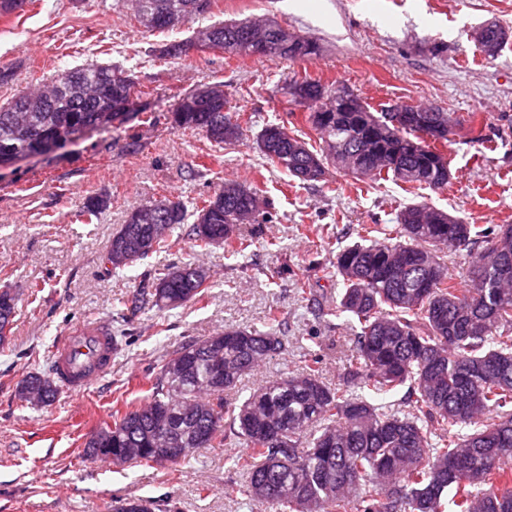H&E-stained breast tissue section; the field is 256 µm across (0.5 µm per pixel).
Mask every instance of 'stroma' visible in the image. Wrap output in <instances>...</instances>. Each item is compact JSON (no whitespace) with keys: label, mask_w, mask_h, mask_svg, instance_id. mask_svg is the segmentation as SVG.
Masks as SVG:
<instances>
[{"label":"stroma","mask_w":512,"mask_h":512,"mask_svg":"<svg viewBox=\"0 0 512 512\" xmlns=\"http://www.w3.org/2000/svg\"><path fill=\"white\" fill-rule=\"evenodd\" d=\"M244 18L274 20L316 40L320 52L305 61L228 51L162 58L165 36L143 32L124 0H27L0 16V68L14 72L0 85V104L61 68L98 61L132 72L154 118L0 167V289L19 298L0 346V512H112L130 496L153 499L161 512H269L247 499L233 466L243 441L199 450L175 467H120L84 448L116 404H142L147 377L173 351L232 325L266 330L273 310L288 349L246 376L240 396L314 358L326 382L341 383L353 342L329 313L336 254L366 227L396 224L415 197L336 169L303 185L264 158L256 139L269 122L320 143L305 111L282 94L294 76L348 87L372 104L450 113L454 126L441 150L452 178L418 198L470 224H512V42L488 58L472 38L488 21L512 30V0H213L210 21ZM214 82L224 83L242 127L238 143L220 148L168 120L180 94ZM227 180L258 187L273 204L270 223L238 225L251 242L243 255L196 247L183 224L169 232L168 251L105 270L101 256L133 209L166 196L195 204ZM97 196L107 207L97 223H84L83 205ZM184 262L209 270L202 300L131 309L144 272ZM84 320L110 325L118 341L111 371L49 404L19 399L20 378L47 371L55 337Z\"/></svg>","instance_id":"35a3bbf8"}]
</instances>
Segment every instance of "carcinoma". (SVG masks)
<instances>
[{
  "label": "carcinoma",
  "instance_id": "obj_1",
  "mask_svg": "<svg viewBox=\"0 0 512 512\" xmlns=\"http://www.w3.org/2000/svg\"><path fill=\"white\" fill-rule=\"evenodd\" d=\"M145 31L165 34L180 27L148 25L144 16L180 15L189 23L211 12L212 0H131ZM193 34L232 37L225 23L200 26ZM132 74L110 63L90 62L62 70L41 88L0 105V165L47 153L60 142H75L95 122L100 128L125 123L139 111ZM321 96L327 111L307 121L322 140L318 149L267 123L257 137L264 157L303 183L326 181L329 168L359 180L391 181L405 190L442 189L451 178L448 157L436 143L448 140L450 119L434 112L430 121L445 133L427 140L419 124L395 127L353 91L334 90L308 75L284 87L288 102L296 91ZM217 100L176 106L175 126L197 131L218 145L240 140L224 84H213ZM111 111L97 112L99 101ZM305 171L313 177H300ZM89 199L83 217L91 224L106 207ZM142 224L128 217L112 235L102 263L113 268L111 251L127 249L131 264L164 248L166 232L194 217L190 235L197 246L223 238L232 253L248 244L233 235L236 224H265L256 189L245 184L235 197L219 189L188 211L185 202L164 198L141 207ZM398 224L364 229L361 241L336 253V318L354 332L343 386L323 380L319 361L286 377L266 381L239 406L226 395L242 378L287 350L281 333L228 328L181 346L148 381L147 404L169 420L172 443L183 448H219L236 437L248 452L234 461L246 475V496L274 512H512V232L480 228L424 203L404 206ZM163 225L152 235L150 226ZM403 241L393 242V236ZM469 249L464 284L452 281L443 249ZM188 263L147 275L132 305L175 309L202 297L208 278H195ZM16 296L0 292V345L11 335ZM224 367V388L210 387ZM29 382L45 387L53 400L60 383L37 373ZM403 395L402 406L393 398ZM457 428L432 436L434 425ZM99 432L107 443L89 439L85 455L120 464L155 461L153 419L138 410L112 412ZM155 502L131 496L113 512H154Z\"/></svg>",
  "mask_w": 512,
  "mask_h": 512
}]
</instances>
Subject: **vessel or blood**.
Instances as JSON below:
<instances>
[{
	"label": "vessel or blood",
	"instance_id": "1",
	"mask_svg": "<svg viewBox=\"0 0 512 512\" xmlns=\"http://www.w3.org/2000/svg\"><path fill=\"white\" fill-rule=\"evenodd\" d=\"M52 355L63 386L85 391L112 367V332L100 322H82L58 337Z\"/></svg>",
	"mask_w": 512,
	"mask_h": 512
}]
</instances>
